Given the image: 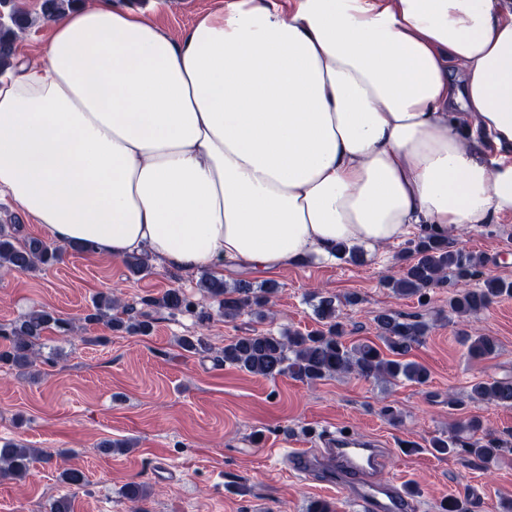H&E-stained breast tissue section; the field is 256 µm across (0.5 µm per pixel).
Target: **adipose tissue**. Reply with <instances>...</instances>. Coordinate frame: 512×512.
Returning <instances> with one entry per match:
<instances>
[{
	"mask_svg": "<svg viewBox=\"0 0 512 512\" xmlns=\"http://www.w3.org/2000/svg\"><path fill=\"white\" fill-rule=\"evenodd\" d=\"M0 196L185 277L512 216V0H226L177 41L97 0L0 76Z\"/></svg>",
	"mask_w": 512,
	"mask_h": 512,
	"instance_id": "adipose-tissue-1",
	"label": "adipose tissue"
}]
</instances>
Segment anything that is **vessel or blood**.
<instances>
[{
    "label": "vessel or blood",
    "instance_id": "b4317fda",
    "mask_svg": "<svg viewBox=\"0 0 512 512\" xmlns=\"http://www.w3.org/2000/svg\"><path fill=\"white\" fill-rule=\"evenodd\" d=\"M327 454L339 468L338 483L347 494L373 512H414L416 505L410 490H399L376 475L382 463V452L371 440L357 439L340 431H327L323 436Z\"/></svg>",
    "mask_w": 512,
    "mask_h": 512
}]
</instances>
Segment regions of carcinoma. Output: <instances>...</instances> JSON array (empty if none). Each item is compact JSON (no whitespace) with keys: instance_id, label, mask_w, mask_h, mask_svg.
I'll return each mask as SVG.
<instances>
[{"instance_id":"1","label":"carcinoma","mask_w":512,"mask_h":512,"mask_svg":"<svg viewBox=\"0 0 512 512\" xmlns=\"http://www.w3.org/2000/svg\"><path fill=\"white\" fill-rule=\"evenodd\" d=\"M82 0H41L40 12L32 14L22 8L17 0H0L4 19L0 21V71L9 69L15 59V44L19 36L41 21H50L79 7ZM19 225H0V269L17 272H35L43 266L58 261L62 249L51 248L36 239L18 238ZM407 263L398 277L386 286L401 297L423 296L426 290L445 283H458L479 278L478 286L454 294L448 300L449 313L466 318L485 310L495 299L512 295V282L480 271L481 258L456 247L448 235L430 231L407 248ZM209 297L217 303V312L226 321H233L245 311L260 312L268 304L276 288L261 285L257 288L244 282L233 287L224 280L205 277L201 281ZM314 314L324 329L309 334L288 328L273 333H252L241 336L224 346L215 356L218 362L235 366L249 374L274 378L288 374L306 383H314L340 374H356L383 379L388 383L408 381L423 384L429 379L426 367L416 361H406L413 346L421 343L429 326L421 320H411L399 315L381 313L376 316L380 338L389 358L371 341L352 346L342 341L343 329L336 321V296L314 295ZM146 305L157 306L172 312H191L200 323L211 319V313L198 309L180 288H171L158 298L145 300ZM121 306L120 299L112 295H100L93 300L94 312L87 315L89 322H103L113 330L146 334L151 330L149 315L132 314L133 307H123L127 318L112 314ZM56 326L65 328V322L55 313L33 310L4 330L9 345L0 350V365L26 369L33 365L40 352L37 350L43 333ZM468 355L472 359H484L496 352L497 344L491 336H464ZM181 348L191 353L211 351L202 336L185 337ZM471 396L503 406L512 405V380L480 381L472 385ZM483 430L482 421L469 418L461 422L452 437L435 438L430 442L434 452L445 455L462 450L468 456L489 462L502 451L501 441L491 436L476 437ZM37 459L35 449L9 442L0 445V479L21 480L26 478Z\"/></svg>"}]
</instances>
